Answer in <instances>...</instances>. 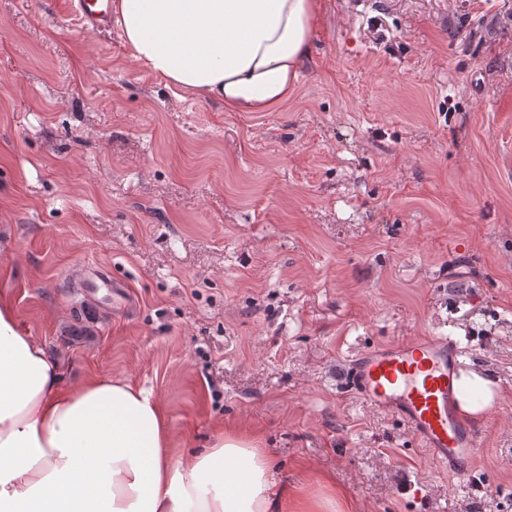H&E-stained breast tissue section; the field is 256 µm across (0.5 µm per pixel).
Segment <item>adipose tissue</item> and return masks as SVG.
Listing matches in <instances>:
<instances>
[{
  "label": "adipose tissue",
  "mask_w": 512,
  "mask_h": 512,
  "mask_svg": "<svg viewBox=\"0 0 512 512\" xmlns=\"http://www.w3.org/2000/svg\"><path fill=\"white\" fill-rule=\"evenodd\" d=\"M319 0H114L125 44L168 83L228 112L288 101ZM151 392L122 379L64 384L47 347L0 298V512H321L276 484L254 439L222 433L173 455Z\"/></svg>",
  "instance_id": "1"
}]
</instances>
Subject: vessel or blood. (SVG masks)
Returning <instances> with one entry per match:
<instances>
[{
    "mask_svg": "<svg viewBox=\"0 0 512 512\" xmlns=\"http://www.w3.org/2000/svg\"><path fill=\"white\" fill-rule=\"evenodd\" d=\"M76 20L87 31L111 27L112 7L78 0ZM462 354L453 337L415 338L365 350L349 360L345 375L348 386L366 402L407 423L431 448L438 469L468 480L477 437L459 403Z\"/></svg>",
    "mask_w": 512,
    "mask_h": 512,
    "instance_id": "vessel-or-blood-1",
    "label": "vessel or blood"
}]
</instances>
